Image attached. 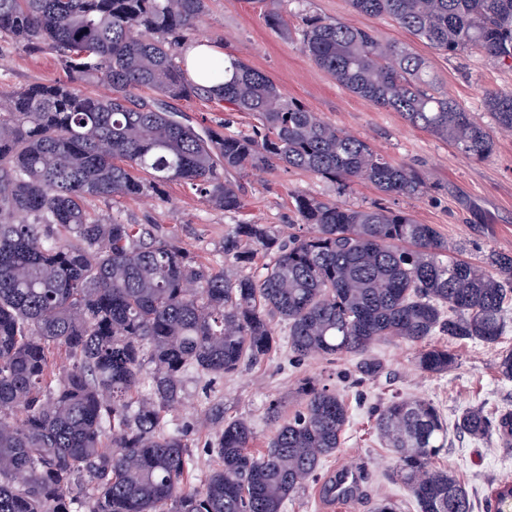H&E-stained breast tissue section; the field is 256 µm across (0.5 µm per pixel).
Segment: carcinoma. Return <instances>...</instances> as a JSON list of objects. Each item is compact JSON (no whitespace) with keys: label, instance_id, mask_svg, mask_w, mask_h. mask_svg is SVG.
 I'll list each match as a JSON object with an SVG mask.
<instances>
[{"label":"carcinoma","instance_id":"carcinoma-1","mask_svg":"<svg viewBox=\"0 0 512 512\" xmlns=\"http://www.w3.org/2000/svg\"><path fill=\"white\" fill-rule=\"evenodd\" d=\"M351 5L444 54L475 49L512 67V0ZM208 11V0H0V40L52 49L67 75L0 99V512H282L340 448L344 400L304 382L293 416L270 405L273 432L258 453L251 424L226 421L224 406L212 405L219 431L207 447L217 465L194 487L187 429L168 419L188 375L214 380L263 359L280 325L296 360L353 353L364 378L383 371L369 355L381 341L424 343L439 332L494 344L507 331L512 256L460 259L433 225L404 211L297 192L305 233L285 239L269 224H232L203 263L160 224L88 210L93 200L159 196L179 183L236 213L242 180L279 168L341 190L367 182L385 195L425 191L417 170L286 97L231 53L224 69H201L205 80L224 79L222 95L188 80L178 49ZM297 35L350 93L473 159L493 153L491 130L438 92L408 47L318 17ZM82 83L107 93L88 95ZM201 96L224 107V121L198 128L170 106ZM483 109L512 131V93H487ZM236 112L253 117L250 129L230 130ZM259 254L269 261L258 269ZM61 352L69 366L56 373ZM454 362L441 347L418 357L427 373ZM375 426L418 512H471L467 489L433 464L448 442L435 405L394 396ZM455 429L509 441L512 411L472 407Z\"/></svg>","mask_w":512,"mask_h":512}]
</instances>
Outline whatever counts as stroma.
<instances>
[{
    "label": "stroma",
    "instance_id": "35a3bbf8",
    "mask_svg": "<svg viewBox=\"0 0 512 512\" xmlns=\"http://www.w3.org/2000/svg\"><path fill=\"white\" fill-rule=\"evenodd\" d=\"M209 6L196 38L242 58L269 75L288 97L300 100L336 127L367 139L393 162L415 168L425 192L385 197L371 184L357 183L341 193L315 175L278 169L249 177L245 206L234 214L212 209L200 195L175 183L160 198L120 199L108 207L93 201L90 210L107 207L127 223L170 228L198 260L208 263L227 225L272 224L284 234L297 233L291 194L300 191L348 205L380 201L406 211L418 223L434 225L450 246L460 248L465 260H478L492 250L512 255V134L495 133V149L488 159L467 158L430 133L411 127L399 113L377 108L344 90L312 63L297 39L286 38L269 25L266 15L281 12L295 29L310 17L338 20L372 30L382 44L410 46L425 60L437 88L479 116L484 113L486 93L512 91V68L477 51L443 54L412 40L392 21L357 14L350 0H210ZM64 77L52 51L0 42V91L49 84ZM428 343L448 348L456 358L454 367L442 374L422 372L416 365L419 344L385 341L371 350L384 364L382 374L362 382L356 372L358 355L295 362L281 341L262 361L243 363L234 374L210 384L202 379L189 382L186 401L170 417L189 427L190 452L197 474L202 475L215 464L205 446L216 431L207 416L212 404H223L225 417L250 421L255 432L252 449L258 452L273 430L267 416L269 402L278 401L282 415H292L301 407L304 380L317 381L343 398L350 421L341 448L322 460L318 480L288 499L283 512H374L382 499L395 501L398 512H418L393 475L392 453L374 428L372 407L395 395L417 397L433 403L449 422L472 406L488 412L512 410V380L503 379L497 370L501 355L512 350V326L494 344L460 341L439 333ZM435 464L454 472L468 488L473 512H486L492 489L503 480H512V447L495 436L476 441L452 431ZM343 469L359 474L360 487L348 499L329 500L323 484Z\"/></svg>",
    "mask_w": 512,
    "mask_h": 512
}]
</instances>
